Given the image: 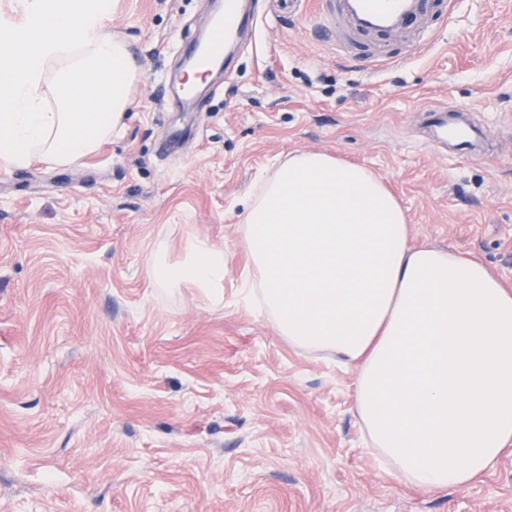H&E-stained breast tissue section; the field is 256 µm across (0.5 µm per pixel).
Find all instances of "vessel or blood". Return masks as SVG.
I'll return each mask as SVG.
<instances>
[{
	"mask_svg": "<svg viewBox=\"0 0 512 512\" xmlns=\"http://www.w3.org/2000/svg\"><path fill=\"white\" fill-rule=\"evenodd\" d=\"M435 0H267L264 11L251 14L242 10V0H224L223 13L215 16L204 42L183 47L182 52L207 73L224 55L226 45L240 35H254L264 16L277 14L292 18L313 15L317 31L328 46L339 48L348 41L370 35L409 34L412 51L430 44L434 29L430 23ZM430 137L437 145L465 149L472 145L477 131L470 124L450 127L446 108L432 110Z\"/></svg>",
	"mask_w": 512,
	"mask_h": 512,
	"instance_id": "obj_1",
	"label": "vessel or blood"
}]
</instances>
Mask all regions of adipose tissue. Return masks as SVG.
<instances>
[{
    "label": "adipose tissue",
    "mask_w": 512,
    "mask_h": 512,
    "mask_svg": "<svg viewBox=\"0 0 512 512\" xmlns=\"http://www.w3.org/2000/svg\"><path fill=\"white\" fill-rule=\"evenodd\" d=\"M111 0H23L0 19V169L74 164L124 128L139 71L105 27ZM238 303L301 351L355 365L354 409L401 483L461 488L512 446V289L481 261L412 245L363 166L288 157L247 200ZM159 285L222 302L227 257L187 239Z\"/></svg>",
    "instance_id": "1"
}]
</instances>
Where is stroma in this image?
Wrapping results in <instances>:
<instances>
[{
	"label": "stroma",
	"mask_w": 512,
	"mask_h": 512,
	"mask_svg": "<svg viewBox=\"0 0 512 512\" xmlns=\"http://www.w3.org/2000/svg\"><path fill=\"white\" fill-rule=\"evenodd\" d=\"M213 0H112L140 76L123 134L86 160L0 170V512H512V451L470 485L400 483L355 414L356 369L302 352L240 307L241 203L273 163L324 152L380 176L413 244L451 247L512 288V0L438 8L350 53L275 17L211 97L170 105L176 41ZM463 106L479 152L426 143L427 107ZM192 128L170 152L175 129ZM228 259L224 301L160 288L157 242Z\"/></svg>",
	"instance_id": "stroma-1"
}]
</instances>
